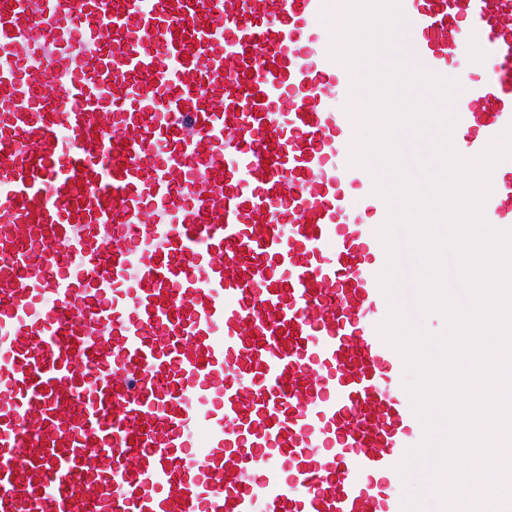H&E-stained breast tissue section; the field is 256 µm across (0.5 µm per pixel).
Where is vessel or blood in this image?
<instances>
[{
	"label": "vessel or blood",
	"instance_id": "obj_1",
	"mask_svg": "<svg viewBox=\"0 0 512 512\" xmlns=\"http://www.w3.org/2000/svg\"><path fill=\"white\" fill-rule=\"evenodd\" d=\"M466 155L512 0H401ZM322 0H0V512H401L386 218ZM486 220L512 228V160Z\"/></svg>",
	"mask_w": 512,
	"mask_h": 512
}]
</instances>
